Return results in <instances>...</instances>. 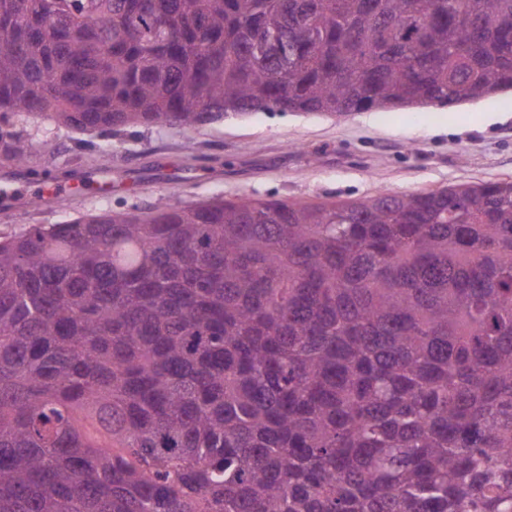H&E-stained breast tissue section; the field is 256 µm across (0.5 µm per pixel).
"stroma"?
I'll use <instances>...</instances> for the list:
<instances>
[{
    "instance_id": "obj_1",
    "label": "stroma",
    "mask_w": 512,
    "mask_h": 512,
    "mask_svg": "<svg viewBox=\"0 0 512 512\" xmlns=\"http://www.w3.org/2000/svg\"><path fill=\"white\" fill-rule=\"evenodd\" d=\"M39 144L27 169L56 179L89 168L99 136L43 120L23 125ZM112 177L141 186L46 208L0 213V238L31 224H60L105 207H149L217 198L360 201L378 191L423 192L455 184L512 180V90L449 107L352 112L228 115L196 127H135L116 132ZM194 144L195 158L185 147Z\"/></svg>"
}]
</instances>
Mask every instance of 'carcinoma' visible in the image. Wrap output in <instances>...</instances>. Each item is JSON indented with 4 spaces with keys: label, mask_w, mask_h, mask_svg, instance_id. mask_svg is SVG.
Listing matches in <instances>:
<instances>
[{
    "label": "carcinoma",
    "mask_w": 512,
    "mask_h": 512,
    "mask_svg": "<svg viewBox=\"0 0 512 512\" xmlns=\"http://www.w3.org/2000/svg\"><path fill=\"white\" fill-rule=\"evenodd\" d=\"M507 90L512 0H0L16 166L28 117L108 138ZM0 512H512V181L0 238Z\"/></svg>",
    "instance_id": "obj_1"
}]
</instances>
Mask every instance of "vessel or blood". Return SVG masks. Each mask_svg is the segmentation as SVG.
Returning a JSON list of instances; mask_svg holds the SVG:
<instances>
[{"mask_svg":"<svg viewBox=\"0 0 512 512\" xmlns=\"http://www.w3.org/2000/svg\"><path fill=\"white\" fill-rule=\"evenodd\" d=\"M112 188V171L108 168L92 173L81 172L70 181L52 185L30 183L17 169L0 174V210L11 211L28 196L38 199L43 205L53 206L78 190H90L108 197Z\"/></svg>","mask_w":512,"mask_h":512,"instance_id":"vessel-or-blood-1","label":"vessel or blood"}]
</instances>
